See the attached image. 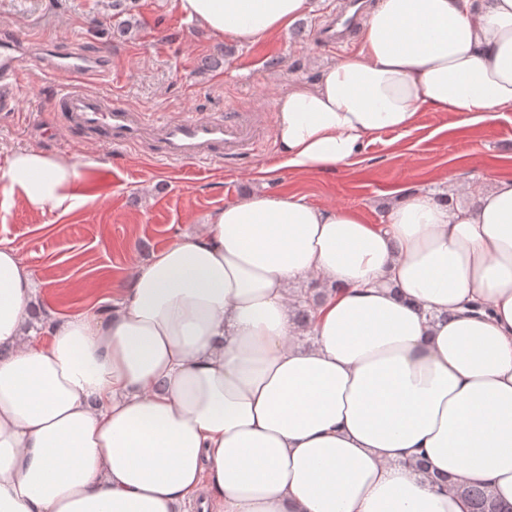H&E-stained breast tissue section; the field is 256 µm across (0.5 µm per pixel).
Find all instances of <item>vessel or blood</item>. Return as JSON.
Wrapping results in <instances>:
<instances>
[{"instance_id": "1", "label": "vessel or blood", "mask_w": 512, "mask_h": 512, "mask_svg": "<svg viewBox=\"0 0 512 512\" xmlns=\"http://www.w3.org/2000/svg\"><path fill=\"white\" fill-rule=\"evenodd\" d=\"M367 0H342L336 13L317 24L314 36L326 51H335L353 37ZM13 36L0 37V108L9 109L17 97L19 63L12 54ZM37 62L59 80L51 100L69 127L97 131L114 146L150 144L153 158L169 162H207L249 153L256 124L245 112L222 115L186 114L150 119L110 95L86 89L87 77L106 68L107 60L89 59L76 51H53Z\"/></svg>"}]
</instances>
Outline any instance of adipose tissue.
<instances>
[{"label":"adipose tissue","instance_id":"ef3b65f1","mask_svg":"<svg viewBox=\"0 0 512 512\" xmlns=\"http://www.w3.org/2000/svg\"><path fill=\"white\" fill-rule=\"evenodd\" d=\"M253 43L312 0H178ZM278 168L350 165L418 112L512 108V0H381L356 50L277 102ZM76 163L12 154L41 212L87 200ZM460 205L414 192L370 224L253 193L137 266L97 315L47 318L0 248V512H472L512 505V176ZM327 288L293 341L299 284ZM447 487L450 490L460 491L468 496L473 505V512H505L497 505L487 488L466 486L456 482L448 483Z\"/></svg>","mask_w":512,"mask_h":512}]
</instances>
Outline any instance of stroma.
<instances>
[{"label": "stroma", "mask_w": 512, "mask_h": 512, "mask_svg": "<svg viewBox=\"0 0 512 512\" xmlns=\"http://www.w3.org/2000/svg\"><path fill=\"white\" fill-rule=\"evenodd\" d=\"M109 0H0V29L20 40L23 88L13 115L0 118V167L18 150H38L72 162L94 160L80 180L88 197L66 213L40 212L0 187V247L14 248L37 286L42 314H93L126 286L154 253L194 232L207 215L254 191L296 196L315 206H344L381 224L403 195H448L449 182L478 187L487 175H512V111L461 123L452 112L421 109L405 133L384 131L363 145L352 165L333 173L281 170L275 102L297 81L315 83L350 47L323 52L315 23L341 0H317L296 25L241 45L188 20L175 0H134L141 25L113 34ZM109 56V73L88 87L145 115L254 112L260 122L250 156L237 161L170 163L149 146L115 148L91 130H72L51 110L54 79L31 59L49 48ZM223 55L205 70L201 60Z\"/></svg>", "instance_id": "35a3bbf8"}]
</instances>
